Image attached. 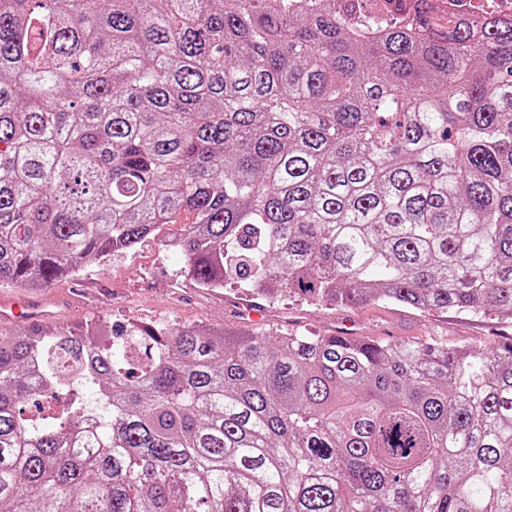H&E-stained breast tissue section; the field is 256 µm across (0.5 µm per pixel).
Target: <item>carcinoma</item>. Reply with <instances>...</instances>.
<instances>
[{"mask_svg": "<svg viewBox=\"0 0 512 512\" xmlns=\"http://www.w3.org/2000/svg\"><path fill=\"white\" fill-rule=\"evenodd\" d=\"M0 0V284L192 217L187 277L512 318V24ZM0 512H512V343L0 332Z\"/></svg>", "mask_w": 512, "mask_h": 512, "instance_id": "carcinoma-1", "label": "carcinoma"}]
</instances>
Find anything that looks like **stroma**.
Instances as JSON below:
<instances>
[{"mask_svg": "<svg viewBox=\"0 0 512 512\" xmlns=\"http://www.w3.org/2000/svg\"><path fill=\"white\" fill-rule=\"evenodd\" d=\"M178 230V225H166L132 251L85 264L76 276L41 289L43 297L71 301L70 310L43 322L41 331L106 321L138 326L200 324L244 329L257 336L275 332L332 336L345 331L353 337L386 341L431 337L476 351L512 342V320L493 313L416 312L380 301L330 308L285 293L259 300L243 284L228 283L217 291L196 288L184 274L185 257L167 243ZM256 304L263 311L258 322L250 317Z\"/></svg>", "mask_w": 512, "mask_h": 512, "instance_id": "35a3bbf8", "label": "stroma"}]
</instances>
